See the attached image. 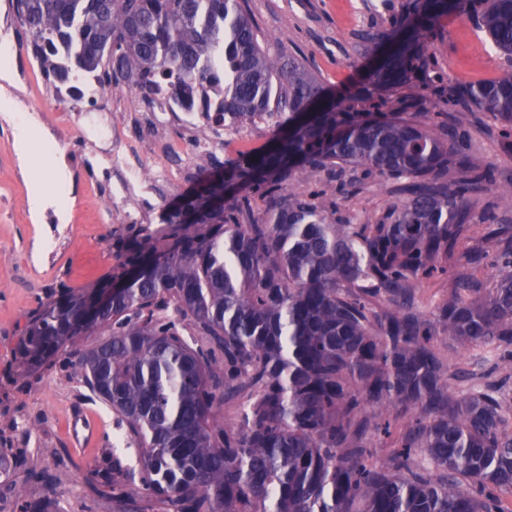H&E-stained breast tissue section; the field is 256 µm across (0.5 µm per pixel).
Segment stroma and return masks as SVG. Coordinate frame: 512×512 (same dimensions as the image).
I'll return each instance as SVG.
<instances>
[{
	"instance_id": "35a3bbf8",
	"label": "stroma",
	"mask_w": 512,
	"mask_h": 512,
	"mask_svg": "<svg viewBox=\"0 0 512 512\" xmlns=\"http://www.w3.org/2000/svg\"><path fill=\"white\" fill-rule=\"evenodd\" d=\"M413 0H244L247 15L264 48L273 55L299 59L339 98H351L356 109L370 88L365 66L372 46L363 42L368 31L389 29ZM0 31L10 46L9 80L0 79V97L14 105L0 119V437L10 440L14 466L0 479V512H19V500L51 498L54 512H113L112 498L93 491L91 464L107 468L120 458L137 467L136 443L121 439L111 409L85 384L82 375L63 361L28 368L18 359L19 339L31 313L46 303L51 292L93 287L108 275H120L121 246L139 236L162 239L168 226L164 215L177 194L198 178L199 157L180 153L193 135H205L206 120L196 131L167 119L152 123L151 105L135 90L113 92L116 109L99 111L87 104L83 114L74 108L52 106L45 76L31 55L25 31L17 23L11 0H0ZM425 64L409 81L380 90L387 110L407 96L423 103L415 121L434 130L457 125L454 150L487 174L483 189L469 195L466 218L472 238L464 251L492 224L512 225V202L501 189L512 181V147L501 123L485 112L458 117L450 91L500 75L508 66L490 48L485 32L464 17H442L428 36ZM34 127V160L21 169L13 148L18 128ZM274 132L272 122L259 120L239 134L218 142L211 161L220 166L240 154L263 149ZM122 142L142 171H165V182L153 193L113 205L112 144ZM62 152L70 172V205L65 217L47 209L34 217L29 205V181L47 179L45 145ZM309 189H326L339 218L354 224H373L405 201L402 183L363 167L345 168L341 177L320 171ZM64 479L49 488L47 479Z\"/></svg>"
}]
</instances>
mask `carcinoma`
Returning <instances> with one entry per match:
<instances>
[{"label": "carcinoma", "mask_w": 512, "mask_h": 512, "mask_svg": "<svg viewBox=\"0 0 512 512\" xmlns=\"http://www.w3.org/2000/svg\"><path fill=\"white\" fill-rule=\"evenodd\" d=\"M12 7L53 85L132 86L150 102L209 83L222 100L206 120L275 119L268 148L224 175L202 159L162 251L148 257L127 243L123 274L138 276L112 308L90 315L108 278L65 288L28 318L23 363L66 356L140 443L138 478L115 460L102 475L116 512H507L512 225L476 246L501 261L494 285L448 274L469 238L466 193L483 187V172L402 112L376 120L328 102L317 76L263 49L241 0ZM447 14L472 18L512 59V0H418L405 25L364 35L393 45L373 83L405 79ZM456 97L512 127V68ZM348 166L408 180V200L377 224H338L324 216L325 194L294 192L314 172ZM255 192L266 208L246 224ZM448 275V299L434 321L422 319L415 282ZM438 329L460 345L494 346L493 363L451 370L433 347ZM86 336L99 340L88 347ZM464 376L477 383L452 392ZM225 406L239 423L224 421ZM394 426L401 440L378 462L370 438Z\"/></svg>", "instance_id": "1"}]
</instances>
